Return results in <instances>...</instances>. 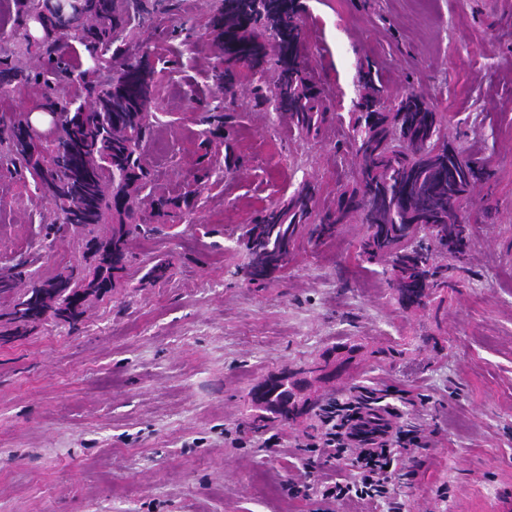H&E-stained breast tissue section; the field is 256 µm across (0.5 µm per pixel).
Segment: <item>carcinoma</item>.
Segmentation results:
<instances>
[{"mask_svg":"<svg viewBox=\"0 0 512 512\" xmlns=\"http://www.w3.org/2000/svg\"><path fill=\"white\" fill-rule=\"evenodd\" d=\"M177 0H13L0 14V94L14 82L42 87V112L60 114L57 136L36 145L22 139L23 112L0 116V159L22 179H31L55 206L54 225L70 228L86 262L18 288L26 265L0 273V295L12 294L0 309V327L23 336L52 317L75 325L85 304L104 298L122 279L131 240L147 232L138 199L153 181L143 162L154 133L152 108L161 77L156 67L141 73V57L156 56L155 35L173 27ZM301 0H220L205 22L224 43L213 79L224 100L214 105L196 97L202 122L209 125L193 183L174 197L155 200L170 215L191 211L211 177V144L229 149L236 116L226 111L235 99L242 70L277 74L275 111L288 117L289 131L316 138L336 122L323 92L308 71L299 16ZM273 39L280 53L267 51ZM362 88L349 113L351 148L359 159L353 183L336 189L331 207L318 208L321 185L303 182L287 201L265 208L241 240L245 281L263 285L284 269L298 236L319 240L352 221L366 232L358 256L384 263L388 284L404 307H419L445 283L453 262L465 255L469 215L467 195L489 176L482 159L448 138L443 115L411 91L388 110L377 105L382 85L372 68L358 71ZM102 224L108 236L96 235ZM359 346L338 342L304 367L283 366L250 390L253 424L287 425L313 411L304 391L316 379L331 382L353 371Z\"/></svg>","mask_w":512,"mask_h":512,"instance_id":"1","label":"carcinoma"}]
</instances>
